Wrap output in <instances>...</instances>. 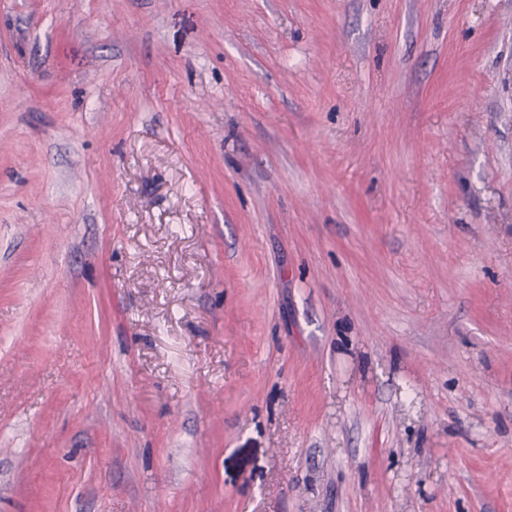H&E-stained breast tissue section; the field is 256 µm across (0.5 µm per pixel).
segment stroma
Returning a JSON list of instances; mask_svg holds the SVG:
<instances>
[{"mask_svg":"<svg viewBox=\"0 0 512 512\" xmlns=\"http://www.w3.org/2000/svg\"><path fill=\"white\" fill-rule=\"evenodd\" d=\"M0 512H512V0H0Z\"/></svg>","mask_w":512,"mask_h":512,"instance_id":"stroma-1","label":"stroma"}]
</instances>
